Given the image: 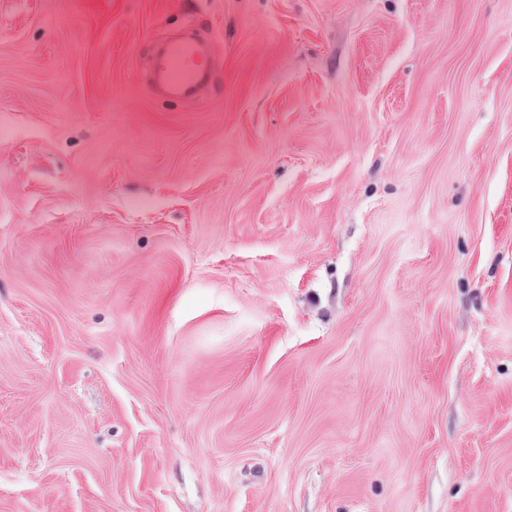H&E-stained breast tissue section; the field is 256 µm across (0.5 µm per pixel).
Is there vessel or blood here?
<instances>
[{"label": "vessel or blood", "instance_id": "1", "mask_svg": "<svg viewBox=\"0 0 512 512\" xmlns=\"http://www.w3.org/2000/svg\"><path fill=\"white\" fill-rule=\"evenodd\" d=\"M209 56L208 39L168 40L154 54L152 81L166 98L191 99L209 77Z\"/></svg>", "mask_w": 512, "mask_h": 512}]
</instances>
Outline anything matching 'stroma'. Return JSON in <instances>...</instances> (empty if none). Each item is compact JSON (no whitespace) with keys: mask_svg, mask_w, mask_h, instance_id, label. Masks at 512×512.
Wrapping results in <instances>:
<instances>
[{"mask_svg":"<svg viewBox=\"0 0 512 512\" xmlns=\"http://www.w3.org/2000/svg\"><path fill=\"white\" fill-rule=\"evenodd\" d=\"M0 512H512V0H0ZM153 56L152 81L166 98L181 101L191 99L209 77L208 39H171Z\"/></svg>","mask_w":512,"mask_h":512,"instance_id":"1","label":"stroma"}]
</instances>
